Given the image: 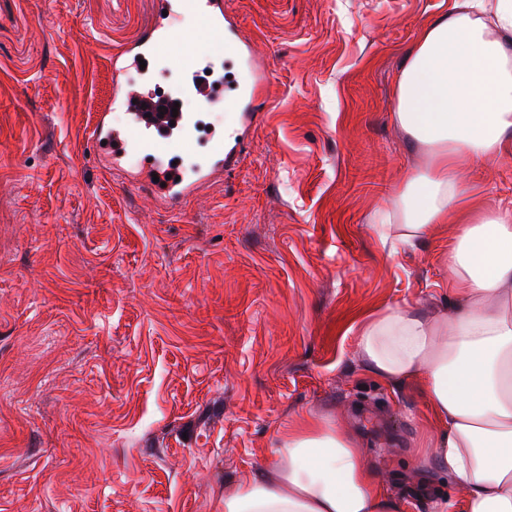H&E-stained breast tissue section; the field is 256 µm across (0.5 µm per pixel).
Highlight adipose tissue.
<instances>
[{"label":"adipose tissue","instance_id":"adipose-tissue-1","mask_svg":"<svg viewBox=\"0 0 512 512\" xmlns=\"http://www.w3.org/2000/svg\"><path fill=\"white\" fill-rule=\"evenodd\" d=\"M394 122L426 149L375 230L417 246L455 227L448 286L457 304L429 318L389 307L354 329L366 369L415 383L438 426L413 458L446 473L462 502L434 512H512V204L471 207L465 171L512 156V0H456L429 23L399 75ZM272 458L224 494V512H401L339 417L304 412L276 436Z\"/></svg>","mask_w":512,"mask_h":512}]
</instances>
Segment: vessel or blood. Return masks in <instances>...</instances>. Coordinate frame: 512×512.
I'll return each mask as SVG.
<instances>
[{"instance_id":"b4317fda","label":"vessel or blood","mask_w":512,"mask_h":512,"mask_svg":"<svg viewBox=\"0 0 512 512\" xmlns=\"http://www.w3.org/2000/svg\"><path fill=\"white\" fill-rule=\"evenodd\" d=\"M175 7L200 22L209 37L222 45L225 58L236 61L233 88H224L212 79L216 63L185 47L181 31L167 26L165 13ZM160 55L183 74V81L162 92L128 81L131 69ZM264 81L225 0H151L149 25L112 58L113 104L124 110L126 117L115 125L108 116H101L92 130V141L98 155L111 160L113 170L130 176L165 204L178 206L216 175L239 166L246 152V132L258 116L257 99ZM189 95L203 108L237 112L239 120L234 134L210 130L206 161L190 172L167 155L174 142L189 143L197 128L195 113L173 110L175 103Z\"/></svg>"}]
</instances>
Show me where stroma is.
<instances>
[{
	"mask_svg": "<svg viewBox=\"0 0 512 512\" xmlns=\"http://www.w3.org/2000/svg\"><path fill=\"white\" fill-rule=\"evenodd\" d=\"M455 2L228 0L266 105L240 167L172 209L89 148L150 0H0V512H224L304 411L431 512L433 416L351 329L454 301V225L416 247L374 226L426 157L392 120L406 53ZM468 175L476 208L512 201V160Z\"/></svg>",
	"mask_w": 512,
	"mask_h": 512,
	"instance_id": "obj_1",
	"label": "stroma"
}]
</instances>
